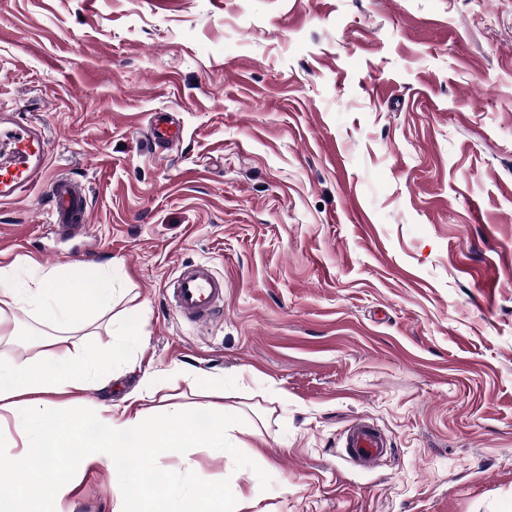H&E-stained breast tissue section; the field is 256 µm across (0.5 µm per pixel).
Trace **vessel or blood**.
Returning <instances> with one entry per match:
<instances>
[{
  "label": "vessel or blood",
  "mask_w": 512,
  "mask_h": 512,
  "mask_svg": "<svg viewBox=\"0 0 512 512\" xmlns=\"http://www.w3.org/2000/svg\"><path fill=\"white\" fill-rule=\"evenodd\" d=\"M150 135L162 156L179 140L178 128L159 112L150 125ZM49 155L48 138L41 124L15 112L1 111L0 203L44 187L53 210L54 232L84 238L87 247H95L86 188L82 182L64 174L48 177ZM172 297L177 317L193 323L205 321L224 304V279L207 265H185L172 281ZM345 453L355 464L370 466L386 458L388 448L380 432L360 420L348 430Z\"/></svg>",
  "instance_id": "vessel-or-blood-1"
}]
</instances>
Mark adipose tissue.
<instances>
[{
  "label": "adipose tissue",
  "instance_id": "1",
  "mask_svg": "<svg viewBox=\"0 0 512 512\" xmlns=\"http://www.w3.org/2000/svg\"><path fill=\"white\" fill-rule=\"evenodd\" d=\"M14 271L11 265L0 267V334L15 324L16 311L28 306L60 325L63 333L47 342L40 363L22 361L0 368V401L25 448L13 479L0 483V512H19L18 505L27 498L32 481L40 472L55 468V452L60 448L77 449L84 461L107 465L116 448L127 449L138 459L139 470L112 475L119 512H253L251 497L235 486L214 488L201 498L166 484L145 482L141 477L142 470L154 469L161 458L180 455L187 448L229 453L234 447L230 432L239 415L237 408H225L205 429L195 422L196 410L183 411L159 432L149 429L153 412L141 394L109 409L93 428L76 408L54 412L48 394L81 389L110 371L109 360L72 349L66 335L111 314L115 291L106 287L105 277L88 280L84 266L78 265L70 270L68 301L60 305L54 301L56 271L44 272L32 288L15 287Z\"/></svg>",
  "mask_w": 512,
  "mask_h": 512
}]
</instances>
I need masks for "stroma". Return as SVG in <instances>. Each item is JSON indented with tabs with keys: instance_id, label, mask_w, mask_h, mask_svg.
<instances>
[{
	"instance_id": "stroma-1",
	"label": "stroma",
	"mask_w": 512,
	"mask_h": 512,
	"mask_svg": "<svg viewBox=\"0 0 512 512\" xmlns=\"http://www.w3.org/2000/svg\"><path fill=\"white\" fill-rule=\"evenodd\" d=\"M0 102L45 125L98 239L54 233L39 186L0 205V265L137 296L70 335L116 357L87 418L239 408L235 456L159 467L260 512H512V0H0ZM156 112L183 128L165 158ZM191 263L224 279L202 325L171 309ZM17 318L2 367L58 332ZM360 419L391 450L370 471L343 455ZM58 466L66 512H113L104 466Z\"/></svg>"
}]
</instances>
